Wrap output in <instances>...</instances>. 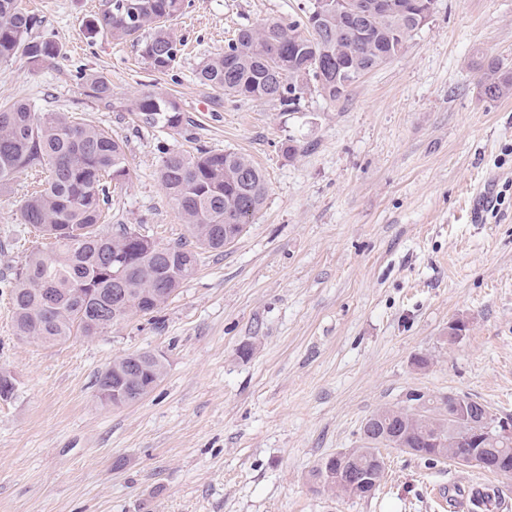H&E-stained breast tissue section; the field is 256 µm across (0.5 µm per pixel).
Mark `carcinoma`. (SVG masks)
Returning <instances> with one entry per match:
<instances>
[{"instance_id": "obj_1", "label": "carcinoma", "mask_w": 512, "mask_h": 512, "mask_svg": "<svg viewBox=\"0 0 512 512\" xmlns=\"http://www.w3.org/2000/svg\"><path fill=\"white\" fill-rule=\"evenodd\" d=\"M186 0H109L93 19V28L116 41L141 39V56L158 73L169 71L180 43L169 22L185 8ZM315 2L303 16L270 20L239 31L224 53L209 58L198 79L226 97L277 102L296 109L314 90L336 101L351 83L336 81L337 63L363 75L398 57L415 25L408 17L369 15L366 30L351 29L329 12L315 19ZM38 23L23 0H0V62L17 56L34 68L56 59L60 47L33 36ZM496 77L482 84L489 99L512 93V75L492 60ZM88 96L108 105L112 84L103 77H85ZM139 121L150 128L183 132L185 119L174 100L155 93L133 104ZM36 175L20 208L21 223L45 240L15 270L8 283L17 335L48 344L73 336H99L133 312L160 311L168 298L159 288L178 290L196 272L198 250L223 251L224 230L245 225L267 196L261 169L242 154L197 149L193 156L169 150L161 157L157 177L186 228L185 240L163 245L155 253L142 245L137 229L104 223L105 205L114 184L131 177L124 141L92 125L76 112H40L27 100L0 104V195L11 192L17 179ZM166 365L151 352L118 357L100 374L98 391L122 397L118 405L136 402L140 391L155 388ZM436 407L413 411L398 407L377 409L365 419L391 434L405 436L415 455L437 461L442 455L430 442L434 428L448 433L454 424L432 419ZM380 441L364 442L362 460L373 471V483L351 490L327 481L336 470L335 457L321 460L312 472L323 490L350 498H366L379 487L384 462Z\"/></svg>"}]
</instances>
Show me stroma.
<instances>
[{
  "mask_svg": "<svg viewBox=\"0 0 512 512\" xmlns=\"http://www.w3.org/2000/svg\"><path fill=\"white\" fill-rule=\"evenodd\" d=\"M105 3L25 0L35 35L62 55L0 63V103L80 112L126 140L132 177L109 221L161 243L186 232L157 180L164 151L245 154L267 196L160 312L54 345L16 336L4 285L25 256L31 177L0 196V371L16 380L0 399V512H454L432 496L448 483L495 489L496 512H512V476L395 448L381 451L371 497L311 477L412 392L512 417V95L481 88L489 61L512 67V0H435L401 56L295 112L224 97L197 73L239 29L296 17L301 0H192L171 23L183 50L163 74L136 42L91 30ZM89 73L111 80V106L86 95ZM160 92L187 135L136 119L134 101ZM457 318L469 327L451 342ZM142 351L165 357L164 379L136 403L101 405L100 374Z\"/></svg>",
  "mask_w": 512,
  "mask_h": 512,
  "instance_id": "stroma-1",
  "label": "stroma"
}]
</instances>
